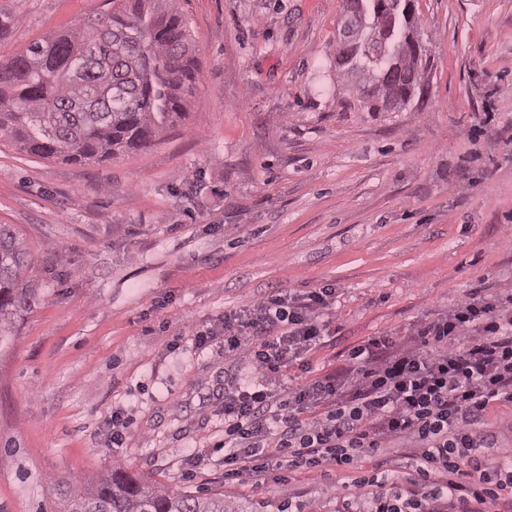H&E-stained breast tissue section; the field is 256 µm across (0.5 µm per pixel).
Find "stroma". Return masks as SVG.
<instances>
[{
  "mask_svg": "<svg viewBox=\"0 0 512 512\" xmlns=\"http://www.w3.org/2000/svg\"><path fill=\"white\" fill-rule=\"evenodd\" d=\"M173 6L199 47L176 127L102 163L0 141V225L39 295L0 346V512H58L117 467L239 512H345L370 463L225 483V313L335 286L317 376L512 287V0H417L429 67L396 112L336 76L343 0ZM108 9L0 0V60Z\"/></svg>",
  "mask_w": 512,
  "mask_h": 512,
  "instance_id": "obj_1",
  "label": "stroma"
}]
</instances>
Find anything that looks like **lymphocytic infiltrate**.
I'll use <instances>...</instances> for the list:
<instances>
[{
  "instance_id": "f902f5d3",
  "label": "lymphocytic infiltrate",
  "mask_w": 512,
  "mask_h": 512,
  "mask_svg": "<svg viewBox=\"0 0 512 512\" xmlns=\"http://www.w3.org/2000/svg\"><path fill=\"white\" fill-rule=\"evenodd\" d=\"M334 287L262 296L224 317V353L248 376L224 379V481L274 470L353 467L394 439L411 442L409 479L376 470L375 512H479L512 488V456L493 462L480 431L496 407H512V294L459 300L420 326L409 347L378 336L353 348L343 370L291 385L330 331Z\"/></svg>"
}]
</instances>
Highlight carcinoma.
<instances>
[{"label":"carcinoma","mask_w":512,"mask_h":512,"mask_svg":"<svg viewBox=\"0 0 512 512\" xmlns=\"http://www.w3.org/2000/svg\"><path fill=\"white\" fill-rule=\"evenodd\" d=\"M173 0H111L108 13L32 42L0 62V135L41 158L103 161L151 145L187 116L197 45ZM360 33L338 45L336 69L372 112L404 108L424 74L415 0H345ZM27 255L0 225V342L36 304ZM61 512H229L221 497L171 494L116 468Z\"/></svg>","instance_id":"carcinoma-1"}]
</instances>
